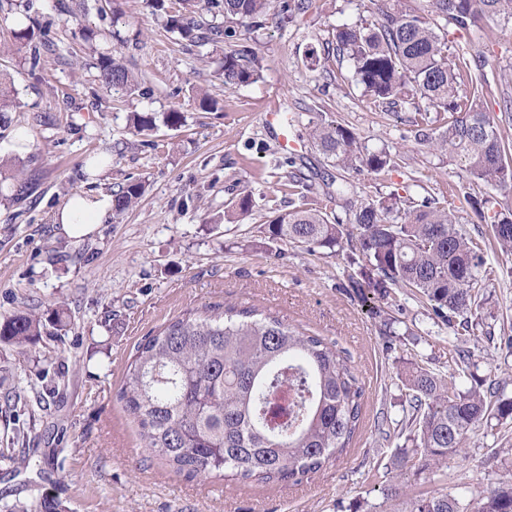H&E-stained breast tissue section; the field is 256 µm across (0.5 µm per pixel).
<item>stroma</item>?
Instances as JSON below:
<instances>
[{
	"mask_svg": "<svg viewBox=\"0 0 512 512\" xmlns=\"http://www.w3.org/2000/svg\"><path fill=\"white\" fill-rule=\"evenodd\" d=\"M30 5L55 45L36 67L30 47L11 38L19 9H0V78L13 82L19 101L10 129H0V314L58 308L67 326L24 356L0 342V398L23 396L0 410V506L47 494L66 512H399L416 495L494 488L512 467L511 420L471 433L464 455L441 467L402 475L391 460L405 439L402 379L412 365L446 375L465 349L470 373L512 398V256L485 249L493 273L477 325L458 334L408 289L384 300L358 295L349 278L360 267L349 250L311 251L263 233L272 212L299 205L287 192L294 180L314 184L328 210L345 208L335 196L341 174L309 136L322 112L368 149L399 153L384 174L346 175L359 197L422 195L467 181L449 156L416 144L411 109L387 119L375 112L348 62H307L308 47L331 41L336 26L373 21L374 0H315L292 22L274 9L259 28L225 23L195 0V19L237 32L201 44L168 32L165 14L142 0ZM448 40L452 52L483 60L485 108L500 118L512 98V29L452 28ZM237 45L258 58L255 83L224 81V52ZM103 53L141 80L123 101L98 83L93 64ZM199 90L218 110L200 108ZM274 101L293 119L294 149L283 150L262 121ZM173 108L185 117L181 127L160 122L137 134L129 125L130 113ZM19 129L30 136L23 148ZM17 176L33 183L31 199H13ZM134 179L145 184L139 203L108 214L91 234L72 238L55 224L70 195L109 194ZM245 193L253 207L242 218L235 203ZM224 305L255 307L346 349L364 384L363 420L347 452L300 483L176 475L145 451L116 399L138 343L171 320ZM47 375L56 391L40 406L35 395Z\"/></svg>",
	"mask_w": 512,
	"mask_h": 512,
	"instance_id": "35a3bbf8",
	"label": "stroma"
}]
</instances>
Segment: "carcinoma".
<instances>
[{
    "instance_id": "1",
    "label": "carcinoma",
    "mask_w": 512,
    "mask_h": 512,
    "mask_svg": "<svg viewBox=\"0 0 512 512\" xmlns=\"http://www.w3.org/2000/svg\"><path fill=\"white\" fill-rule=\"evenodd\" d=\"M226 19L262 25L271 0H206ZM312 0H282L281 13L308 11ZM443 18L462 30L512 24V0H428L420 12L405 0H378L375 21L336 27L332 44L346 58L353 78L371 97L375 111L390 116L398 103L415 106L412 123H430L429 112L447 115L434 136L420 142L448 154L474 184L512 192V141L484 107L489 93L481 64L453 56L447 32L434 23ZM167 27L191 42H202L204 25L180 9L167 11ZM15 42L33 45L34 62L52 42L33 44L31 25L13 29ZM101 88L121 97L139 78L125 65L98 58ZM224 80L250 84L259 78L257 59L248 49L224 52ZM465 95H460L461 87ZM18 108L12 86L0 81V128L11 124ZM313 143L336 168L388 171L395 155L370 151L355 133L321 112ZM304 203L268 220L272 240L311 249L334 250L348 242L351 252L374 271L366 286L378 298L394 288L424 297L448 326L469 332L482 302L480 290L491 272L483 269V249L457 228L452 202L444 194L422 198L396 193L360 200L343 222L305 202L313 184L292 182ZM145 185L130 181L112 193V212L121 215L142 197ZM479 221L488 220L492 197H469ZM493 239L512 253V210L494 213ZM59 331L62 312L43 318L32 312L0 315V341L25 349L37 343L47 326ZM459 370L446 379L420 366L404 377L413 410L406 444L396 464L418 471L464 452L468 435L491 419H512V400L496 399L488 388L467 385ZM364 390L337 349L319 336L299 332L277 317L257 318L252 306L177 318L137 346L118 398L139 428L145 450L171 471L205 478L213 473L242 483L299 482L342 454L359 428ZM463 496L448 491L414 497L400 512H512V470L494 488ZM19 512H62L61 503L41 497Z\"/></svg>"
}]
</instances>
